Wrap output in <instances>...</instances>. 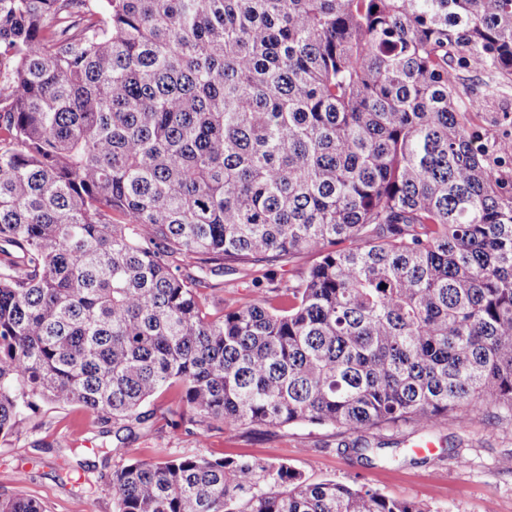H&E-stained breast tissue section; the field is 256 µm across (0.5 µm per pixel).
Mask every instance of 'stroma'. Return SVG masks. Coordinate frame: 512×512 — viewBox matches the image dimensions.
<instances>
[{
	"label": "stroma",
	"mask_w": 512,
	"mask_h": 512,
	"mask_svg": "<svg viewBox=\"0 0 512 512\" xmlns=\"http://www.w3.org/2000/svg\"><path fill=\"white\" fill-rule=\"evenodd\" d=\"M457 82L464 99L481 108L473 122L492 142L512 140V81L490 92L486 78L461 70ZM256 267L233 264L214 278L210 307L247 301L255 287ZM175 391L157 395L146 409L151 420L125 434V457L109 456L89 413L76 407L39 403L26 412L20 435L0 439V494L40 500L46 512H112L105 476L126 460L153 461L159 449L209 458H258L283 461L312 481L333 479L367 486L389 498L414 501L429 512H512V426L477 419L461 426L443 421L429 430L376 428L363 432L370 443L386 444L389 459L365 460L352 450L353 434L331 427L295 424L252 432L213 427L172 431L168 425Z\"/></svg>",
	"instance_id": "35a3bbf8"
}]
</instances>
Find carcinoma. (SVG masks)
Here are the masks:
<instances>
[{
    "instance_id": "obj_1",
    "label": "carcinoma",
    "mask_w": 512,
    "mask_h": 512,
    "mask_svg": "<svg viewBox=\"0 0 512 512\" xmlns=\"http://www.w3.org/2000/svg\"><path fill=\"white\" fill-rule=\"evenodd\" d=\"M512 0H0V436L512 423V160L454 78ZM316 261L211 311L224 261ZM112 512H429L284 462L112 471ZM0 512H46L19 494Z\"/></svg>"
}]
</instances>
